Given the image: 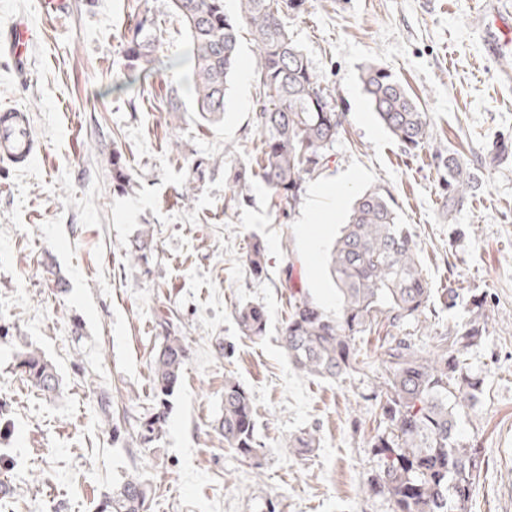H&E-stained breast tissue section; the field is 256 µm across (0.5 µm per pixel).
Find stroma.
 Segmentation results:
<instances>
[{"label": "stroma", "instance_id": "obj_1", "mask_svg": "<svg viewBox=\"0 0 512 512\" xmlns=\"http://www.w3.org/2000/svg\"><path fill=\"white\" fill-rule=\"evenodd\" d=\"M478 0H307L285 18L288 34L342 114L330 161L295 206L276 205L251 171L261 143L254 117L257 49L239 42L226 107L214 122L193 110L187 40L167 0H0V107L25 110L41 154L0 166V413L12 434L0 512H98L104 493L130 475L152 488L151 512H390L368 481L378 469L369 442L378 411L388 333L359 346L364 371L342 380L299 372L281 346L286 276L335 312L330 251L354 198L381 188L419 244L433 290L420 321L401 328L429 350L483 295L489 334L470 362L486 378L481 405L462 412L463 437L485 459L470 512H512V49L488 57L471 27ZM162 31L146 74L127 69L122 38L142 13ZM39 32L24 60L6 51L13 22ZM396 73L429 119L428 141L405 153L370 111L360 69ZM120 153L130 183L115 188ZM469 179L456 206L445 193L449 162ZM249 171L245 194L235 178ZM356 173L354 184L341 178ZM194 184L182 196L184 184ZM334 213L306 223L319 187ZM147 260L125 255L142 226ZM265 249L262 276L246 255ZM65 282L58 292L57 282ZM456 301H449L448 289ZM263 308L261 339L243 336L236 310ZM180 326L188 359L169 399L165 435L153 448L113 444L108 420L149 407L150 361L162 319ZM29 345L50 360L61 392L45 396L13 368ZM246 389L261 449L242 459L215 429L224 382ZM112 398V415L97 405ZM316 435L312 452L291 442Z\"/></svg>", "mask_w": 512, "mask_h": 512}]
</instances>
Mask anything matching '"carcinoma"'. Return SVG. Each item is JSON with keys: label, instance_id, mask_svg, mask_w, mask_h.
Segmentation results:
<instances>
[{"label": "carcinoma", "instance_id": "cac0c4a2", "mask_svg": "<svg viewBox=\"0 0 512 512\" xmlns=\"http://www.w3.org/2000/svg\"><path fill=\"white\" fill-rule=\"evenodd\" d=\"M184 22L188 39L181 60L189 65L194 109L211 121L224 112L238 51V33L251 30L258 51L257 75L263 97L255 127L263 141L256 176L272 196L294 206L306 181L330 158L342 126L341 113L283 22L287 10L302 9L307 0H238L237 19L224 12V0H168ZM157 31L148 15L129 29L124 58L129 70L151 62L158 47ZM360 81L379 122L406 150L424 146L429 121L401 81L389 70L364 65ZM112 179L123 188L129 173L122 156L112 154ZM153 235L139 230L126 257L146 258ZM247 263L259 276L264 249L252 245ZM330 275L341 307L332 315L315 303L287 272L290 310L283 329V347L294 367L307 374L339 379L368 366L358 360L357 340L380 324L399 329L430 307L431 288L423 276L416 243L389 195L368 190L353 203L347 224L330 253ZM236 319L241 332L260 338L266 328L262 307L246 304ZM484 298L474 297L467 320L437 338L433 356L424 357L405 337L390 336L382 353L385 380L372 401L379 423L370 448L379 463L370 490L384 497L391 512H469L480 481L481 451L464 442L459 407H475L485 387L482 373L469 362L470 353L488 334ZM162 342L153 355L150 375L157 404L137 415L128 413L112 425V442L156 446L166 424V397L183 376L188 347L179 328L163 321ZM15 368L30 386L56 395L61 380L55 366L28 346L15 354ZM216 430L243 458L257 455L249 393L232 380L224 382V411ZM151 489L129 477L103 496L98 512H149Z\"/></svg>", "mask_w": 512, "mask_h": 512}]
</instances>
